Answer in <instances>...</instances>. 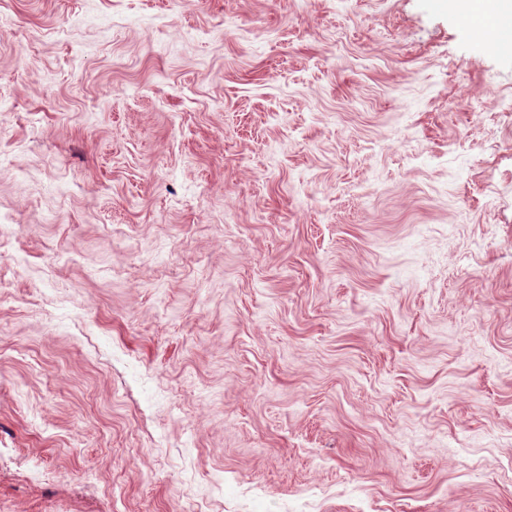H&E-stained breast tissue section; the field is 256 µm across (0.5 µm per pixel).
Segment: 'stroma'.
<instances>
[{"instance_id": "35a3bbf8", "label": "stroma", "mask_w": 512, "mask_h": 512, "mask_svg": "<svg viewBox=\"0 0 512 512\" xmlns=\"http://www.w3.org/2000/svg\"><path fill=\"white\" fill-rule=\"evenodd\" d=\"M497 0H0V512H512Z\"/></svg>"}]
</instances>
